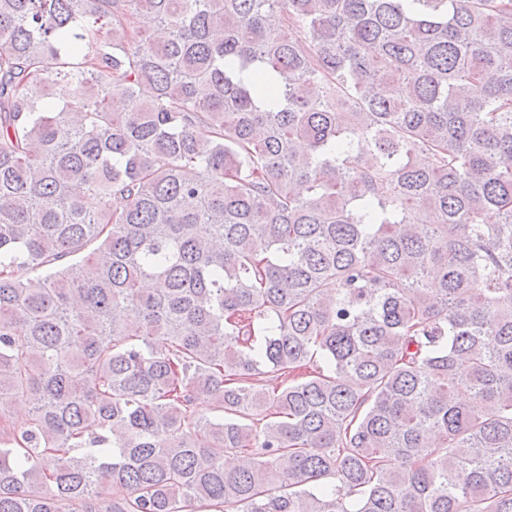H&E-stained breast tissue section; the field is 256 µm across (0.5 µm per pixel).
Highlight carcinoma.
I'll list each match as a JSON object with an SVG mask.
<instances>
[{
  "label": "carcinoma",
  "instance_id": "carcinoma-1",
  "mask_svg": "<svg viewBox=\"0 0 512 512\" xmlns=\"http://www.w3.org/2000/svg\"><path fill=\"white\" fill-rule=\"evenodd\" d=\"M0 512H512V0H0Z\"/></svg>",
  "mask_w": 512,
  "mask_h": 512
}]
</instances>
